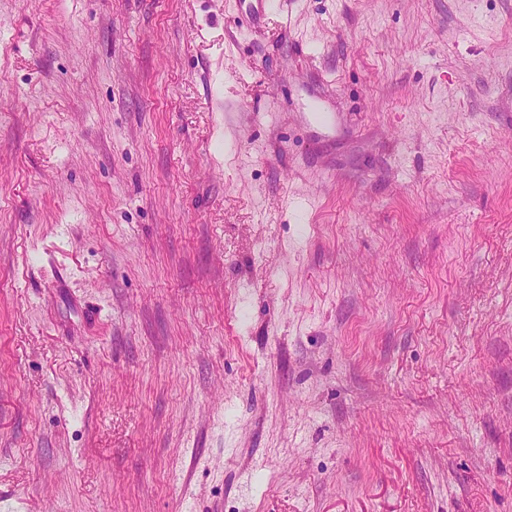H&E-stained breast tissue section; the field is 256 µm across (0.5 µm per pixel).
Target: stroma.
<instances>
[{"mask_svg": "<svg viewBox=\"0 0 512 512\" xmlns=\"http://www.w3.org/2000/svg\"><path fill=\"white\" fill-rule=\"evenodd\" d=\"M0 0V512H512V0ZM271 0H243L246 6L243 20L250 29L259 31Z\"/></svg>", "mask_w": 512, "mask_h": 512, "instance_id": "stroma-1", "label": "stroma"}]
</instances>
